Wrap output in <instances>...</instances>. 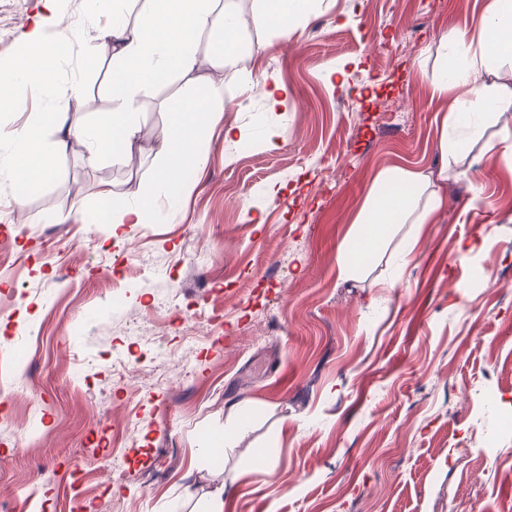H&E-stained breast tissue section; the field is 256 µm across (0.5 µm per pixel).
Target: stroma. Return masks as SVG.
<instances>
[{
	"label": "stroma",
	"instance_id": "stroma-1",
	"mask_svg": "<svg viewBox=\"0 0 512 512\" xmlns=\"http://www.w3.org/2000/svg\"><path fill=\"white\" fill-rule=\"evenodd\" d=\"M57 6L56 83L29 84L0 132L56 105L73 122L112 109L104 20L89 0ZM232 6L236 65L201 35L191 77L142 92L132 156L91 166L75 143L58 178L0 174V501L197 512L195 492L220 485L224 512H512V436L493 455L476 441L501 425L487 391L512 410V112L461 143L434 223L398 225L353 279L338 270L379 172L439 170V39L475 34L483 0H316L285 37L254 26L255 0ZM40 17L39 0H0L1 63ZM212 81L229 96L190 192L154 224L93 223L100 184L135 201L159 166L154 131ZM276 84L290 97L273 109ZM132 400L116 485L112 432ZM240 400L249 428L228 442ZM216 443L211 464L201 451Z\"/></svg>",
	"mask_w": 512,
	"mask_h": 512
}]
</instances>
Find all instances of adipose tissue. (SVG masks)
<instances>
[{
    "mask_svg": "<svg viewBox=\"0 0 512 512\" xmlns=\"http://www.w3.org/2000/svg\"><path fill=\"white\" fill-rule=\"evenodd\" d=\"M122 0H91L94 16L105 17L109 25L101 34L99 51L112 61L110 91L114 109L90 123L69 122L64 109L45 112L29 125L13 130L5 145L19 183L49 180L63 171L67 149L81 144L86 161L94 165L112 156L127 157L142 139L137 118L140 92L147 87L167 84L174 72L190 74L196 65L192 46L205 31L214 32L211 53L220 65L238 59V17L220 0H140L135 18L120 9ZM43 23L27 35L19 53L5 74L11 81L0 88V109L13 104L17 91L35 81L43 87L55 84L59 42L49 40L48 26L57 25L56 0H41ZM315 0H259L253 14L255 26L288 30L313 10ZM484 25L477 37L451 33L441 37L451 49L453 62L442 67L433 82L437 96L454 93L445 114L439 148L446 164L454 160L459 132L476 137L485 117L512 111V95L486 92L481 85L484 72L503 57L512 58V0H484ZM470 87L474 99L459 96V87ZM224 86L208 83L187 97L168 114L166 124L156 135L161 165L153 181L142 187L135 203L119 202L111 185H101L96 193L92 221L96 224H151L156 219L159 197L183 184L186 174L205 160L204 136L216 115L224 109ZM57 134L55 146L43 138L44 128ZM440 167L437 176L399 168L386 169L376 176L367 202L356 221L362 226L348 260L340 264L341 276H351L388 236L395 224H428L442 206L433 187L434 179H447L448 169Z\"/></svg>",
    "mask_w": 512,
    "mask_h": 512,
    "instance_id": "1",
    "label": "adipose tissue"
}]
</instances>
